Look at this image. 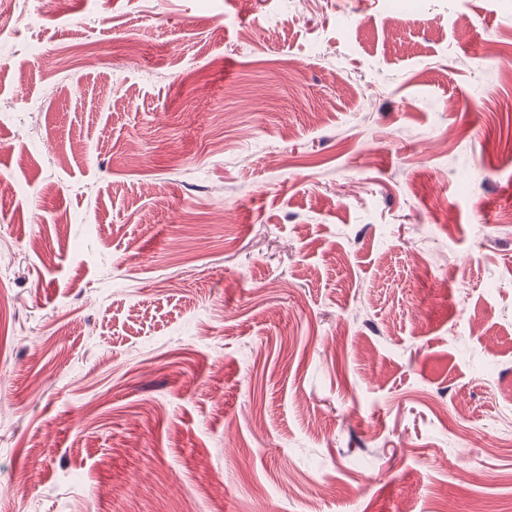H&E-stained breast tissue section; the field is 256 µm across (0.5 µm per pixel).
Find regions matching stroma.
Wrapping results in <instances>:
<instances>
[{
  "instance_id": "obj_1",
  "label": "stroma",
  "mask_w": 512,
  "mask_h": 512,
  "mask_svg": "<svg viewBox=\"0 0 512 512\" xmlns=\"http://www.w3.org/2000/svg\"><path fill=\"white\" fill-rule=\"evenodd\" d=\"M0 175V512H512V0H18Z\"/></svg>"
}]
</instances>
